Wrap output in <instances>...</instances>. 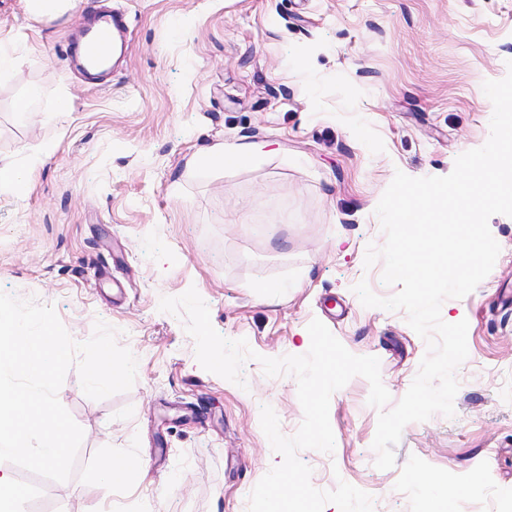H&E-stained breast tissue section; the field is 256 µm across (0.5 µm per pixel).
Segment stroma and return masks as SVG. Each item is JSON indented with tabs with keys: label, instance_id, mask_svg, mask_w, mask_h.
I'll return each mask as SVG.
<instances>
[{
	"label": "stroma",
	"instance_id": "stroma-1",
	"mask_svg": "<svg viewBox=\"0 0 512 512\" xmlns=\"http://www.w3.org/2000/svg\"><path fill=\"white\" fill-rule=\"evenodd\" d=\"M101 6L125 16L128 49L98 82L66 53ZM0 47L17 58L0 81V160L53 148L26 195L0 194V290L52 306L77 342L105 322L138 361L132 388L101 400L68 370L58 399L84 431L75 468L57 482L12 467L19 512H97L110 458L149 466L142 485L113 489L112 512H245L281 460L261 407L288 437L303 420L296 379L259 359L307 353L315 319L378 357L401 399L426 343L404 311L364 307L353 288L395 292L382 262L364 264L385 242L376 208L395 172L448 175L488 140L482 85L512 61V0H81L50 26L0 0ZM32 88L38 109L20 114ZM64 98L71 112L50 119ZM240 142L266 152L243 168L189 164ZM489 228L492 271L441 307L468 322L454 416L407 424L394 467L377 469L379 411L352 378L331 397L333 453H298L315 488L346 481L374 512H512V217ZM191 288L218 333L256 352L243 385L205 371L183 317L160 311Z\"/></svg>",
	"mask_w": 512,
	"mask_h": 512
}]
</instances>
